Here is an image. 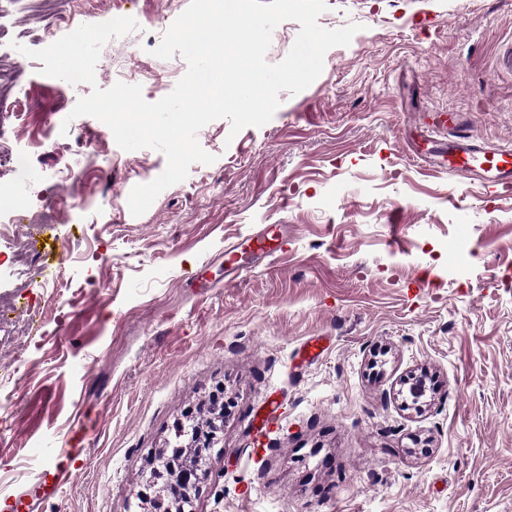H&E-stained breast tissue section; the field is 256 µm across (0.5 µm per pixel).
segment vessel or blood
Listing matches in <instances>:
<instances>
[{
	"mask_svg": "<svg viewBox=\"0 0 512 512\" xmlns=\"http://www.w3.org/2000/svg\"><path fill=\"white\" fill-rule=\"evenodd\" d=\"M432 125L447 127L448 136L433 142L431 156L437 167L450 175L478 181L490 195L512 192V150L486 144L473 138L468 121L459 116L437 115ZM81 450L48 448L37 477L43 501H51L68 487L81 467Z\"/></svg>",
	"mask_w": 512,
	"mask_h": 512,
	"instance_id": "obj_1",
	"label": "vessel or blood"
}]
</instances>
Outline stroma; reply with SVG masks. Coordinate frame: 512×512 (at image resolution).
<instances>
[{
	"label": "stroma",
	"instance_id": "stroma-1",
	"mask_svg": "<svg viewBox=\"0 0 512 512\" xmlns=\"http://www.w3.org/2000/svg\"><path fill=\"white\" fill-rule=\"evenodd\" d=\"M326 3L319 24L358 25L351 43L308 88L280 92L264 126H204L215 162L140 216L129 194L164 154L71 118L92 86L24 54L110 20L112 0L67 27L0 13L34 33L0 47V133L22 157L0 181L25 204L0 223V494L43 512L40 448L65 444L81 413L87 460L56 512H143L151 452L221 393L193 512H512V194L428 167L411 141L427 113L449 112L512 147V74L496 69L512 0ZM189 4L123 8L148 34ZM154 46L106 44L96 86L138 59L162 79L144 98L170 93L187 63ZM19 96L17 122L2 102ZM56 203L66 221L30 223ZM261 232L283 251L228 278L225 250Z\"/></svg>",
	"mask_w": 512,
	"mask_h": 512
}]
</instances>
